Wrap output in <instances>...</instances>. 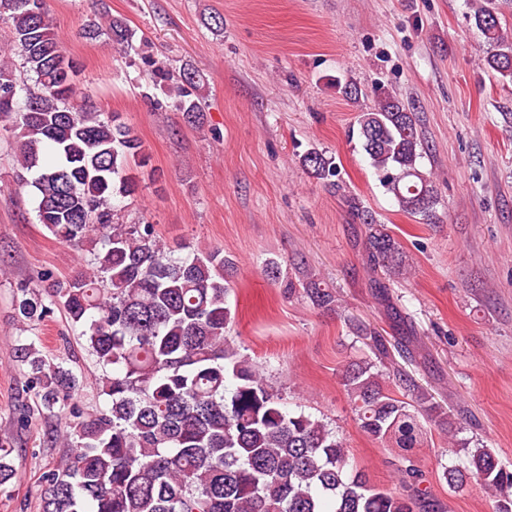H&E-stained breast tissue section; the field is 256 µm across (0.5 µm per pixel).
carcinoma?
Instances as JSON below:
<instances>
[{"label": "carcinoma", "mask_w": 512, "mask_h": 512, "mask_svg": "<svg viewBox=\"0 0 512 512\" xmlns=\"http://www.w3.org/2000/svg\"><path fill=\"white\" fill-rule=\"evenodd\" d=\"M475 27L487 44L483 65L512 82V33L494 0L472 4ZM0 21L29 84L0 66V123L15 133L16 181L36 190L41 224L77 251L93 245L86 271L49 290L21 288L19 314L40 323L63 307L103 368L98 385L109 408L86 415L68 405L80 387L71 370L47 361L35 342L17 345L28 368L38 410L69 416L75 448L71 465L44 476L42 512H426L435 506L416 463L427 426L465 452L461 465L441 475L455 492L475 480L490 492L492 512H512V471L495 452L458 438L448 411L402 366L416 361L414 334L391 342L377 329L348 319L374 360L352 359L342 384L360 430L399 449V484H368L350 466L343 439L322 419L288 410L273 387L230 336L228 304L233 262L222 251L176 257L150 224H116L114 197L136 189L127 174L142 142L115 117L75 106L82 95L75 66L59 38L46 0L33 12L26 0H0ZM112 44L126 53L135 32L118 17L108 21ZM152 81L175 95V109L192 127L203 123L200 76L186 65L162 66ZM358 136L384 188L399 208L428 222L437 196L417 167L423 143L413 113L389 92L357 116ZM315 179L335 184L336 166L313 148L300 157ZM364 225L366 266L376 274L409 273L401 243L356 201ZM266 275L284 294L312 307L336 308L339 298L299 261L294 273L270 259ZM13 448L0 440V487L10 483Z\"/></svg>", "instance_id": "1"}]
</instances>
